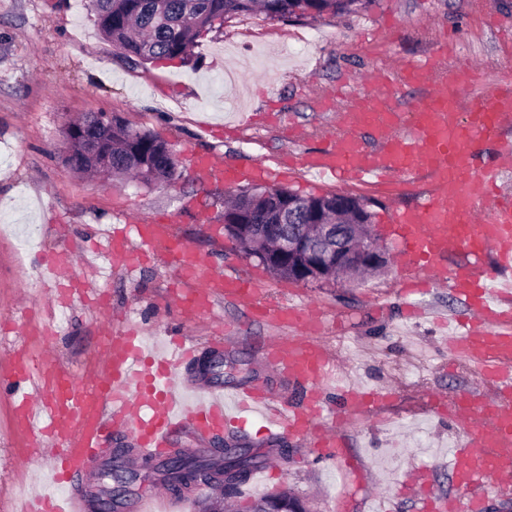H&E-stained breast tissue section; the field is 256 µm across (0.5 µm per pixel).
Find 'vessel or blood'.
I'll return each instance as SVG.
<instances>
[{
  "instance_id": "vessel-or-blood-1",
  "label": "vessel or blood",
  "mask_w": 512,
  "mask_h": 512,
  "mask_svg": "<svg viewBox=\"0 0 512 512\" xmlns=\"http://www.w3.org/2000/svg\"><path fill=\"white\" fill-rule=\"evenodd\" d=\"M433 81L425 99L407 110L396 105L403 86ZM472 74L469 65L448 60L447 45L436 46L426 62L394 70L389 83L339 106L336 133L327 148L304 160L319 175L351 178L372 188L396 185L418 192L421 175L431 186L413 207L395 211L389 224L405 262L408 300L422 283L444 285L465 302L466 322L457 323L448 351L463 357L488 386V394L462 390L435 396L432 408L461 425L463 442L452 449L448 471L461 496L432 497L423 512H482L493 499L512 497V193L506 192L502 162L512 157V81L502 82L479 102L463 99ZM497 159L485 161V149ZM198 164L225 184L263 179L269 169L225 168L209 158ZM131 237L149 252L164 255L178 275L174 291L182 323L210 317L225 300L272 328L262 347L277 374L301 389L295 404L257 388L225 395L223 388L192 379L197 360L188 337L173 336L157 349L141 346L135 332L99 317L102 336L95 366L81 378L58 364L53 351L13 349L0 363V386L12 401L18 458L45 465L55 491L37 494L19 512H87L85 486L103 463L141 464L164 457L184 430L207 437L249 418L264 422L265 439L290 436L318 455L340 443L322 404L324 386L336 361L316 334L324 319L312 306H267L264 289L250 279L217 273L210 258L181 242L174 225L134 224ZM128 238L110 235L111 265H129ZM74 255L57 254L43 271L42 285L55 294L60 272ZM342 399L358 411L378 403L377 392L346 385ZM131 439V454L116 457L113 438ZM186 497L168 486L126 500L124 512H183Z\"/></svg>"
}]
</instances>
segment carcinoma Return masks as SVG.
<instances>
[{
	"label": "carcinoma",
	"mask_w": 512,
	"mask_h": 512,
	"mask_svg": "<svg viewBox=\"0 0 512 512\" xmlns=\"http://www.w3.org/2000/svg\"><path fill=\"white\" fill-rule=\"evenodd\" d=\"M375 0H89L102 34L121 50L134 65L177 59L183 64L194 62L193 47L197 40L219 32L224 22L235 16H252L258 12L273 20L316 18L324 14L342 16L368 7ZM112 175L132 173L146 185L153 183L154 173L164 183L179 178L178 161L166 158L167 142L150 131L118 118L112 126ZM147 155L153 170L138 168L137 155ZM233 201L224 214L237 224L250 225L255 239L270 234V225L279 223L281 211H295L294 219L283 226V232L294 236L302 233V225L316 222L317 216L334 220L336 195L303 196L282 186L240 188L232 193ZM348 220L371 223V213L359 198L347 206ZM301 261L283 259L267 269L288 281H301ZM254 457L245 452L229 453L220 449L217 458L189 455L176 450L161 463L147 464V470L159 474L170 484L189 487L188 481L203 485H220L224 492L235 494L254 469ZM279 499L275 508L283 512H307L305 502L292 492L274 494Z\"/></svg>",
	"instance_id": "carcinoma-1"
}]
</instances>
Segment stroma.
I'll use <instances>...</instances> for the list:
<instances>
[{
	"label": "stroma",
	"instance_id": "stroma-1",
	"mask_svg": "<svg viewBox=\"0 0 512 512\" xmlns=\"http://www.w3.org/2000/svg\"><path fill=\"white\" fill-rule=\"evenodd\" d=\"M447 40L457 57L478 70L474 93L505 74L512 59V0H374L367 8L334 17L283 22L261 16L228 20L221 33L198 40L196 62L127 64L100 33L88 0H0V216L18 235L0 234V360L19 343L37 346L31 329H54L61 364L83 375L101 341L96 298H103L127 327L151 346L181 329L167 297L176 275L163 261L139 257L129 270L105 273L89 298L52 308L37 323L23 315L47 305L38 279L44 260L61 249L101 254L104 226L148 224L173 216L189 247L210 254L218 271L255 277L268 286L270 302L289 294L320 303L335 316L324 340L339 367L368 390L393 387V397L359 413L342 410L344 432L332 459L309 455L301 441L284 437L266 450L258 423L225 430L207 441L187 432L179 448H247L269 469L265 485L249 484L234 498L243 508L254 498L289 489L309 512H376V497L390 493L395 512H420L417 495L396 484L415 467L430 468L429 494L458 495L448 473V453L459 432L447 416L430 412V397L479 387L467 367L440 344V319L464 314L463 302L436 286L418 296V316H407L394 295L403 262L388 237V218L410 199L390 185L373 190L298 172L308 153L327 144L323 128L336 123L333 109L316 100L347 82L350 94L370 90L371 78L391 73L400 61L430 58ZM379 42L383 55L368 52ZM86 113L120 116L169 143L182 173L171 185L144 186L131 179L105 183L71 172L64 162L66 121ZM211 156L230 168L257 163L281 171L282 186L303 195L347 194L362 199L382 231L388 266L357 282L304 283L274 277L242 257L224 229L223 181L206 177L196 158ZM194 340L223 339L222 356L235 368L218 367L213 381L228 388L262 385L274 395L301 400L300 390L268 366L259 344L266 326L217 303L215 318L189 330ZM11 408L0 395V512H11L21 490L41 489L45 470L14 460L19 442Z\"/></svg>",
	"mask_w": 512,
	"mask_h": 512
}]
</instances>
